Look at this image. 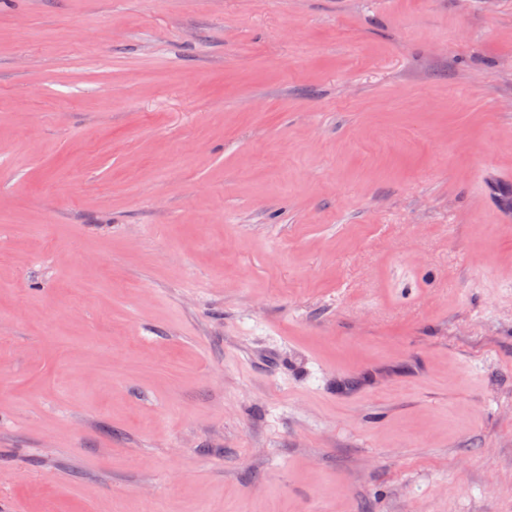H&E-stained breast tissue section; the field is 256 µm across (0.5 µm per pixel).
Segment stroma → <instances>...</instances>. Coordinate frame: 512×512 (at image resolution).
Returning <instances> with one entry per match:
<instances>
[{
  "label": "stroma",
  "instance_id": "obj_1",
  "mask_svg": "<svg viewBox=\"0 0 512 512\" xmlns=\"http://www.w3.org/2000/svg\"><path fill=\"white\" fill-rule=\"evenodd\" d=\"M512 0H0V512H512Z\"/></svg>",
  "mask_w": 512,
  "mask_h": 512
}]
</instances>
